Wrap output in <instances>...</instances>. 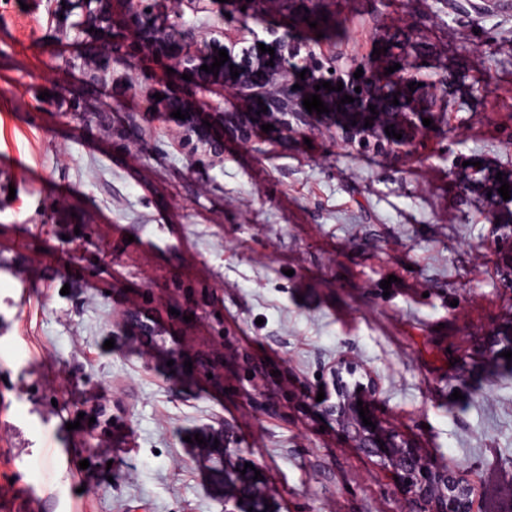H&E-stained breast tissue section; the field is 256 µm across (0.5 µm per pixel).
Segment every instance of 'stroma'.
I'll use <instances>...</instances> for the list:
<instances>
[{"mask_svg": "<svg viewBox=\"0 0 512 512\" xmlns=\"http://www.w3.org/2000/svg\"><path fill=\"white\" fill-rule=\"evenodd\" d=\"M177 9L204 41L276 37L306 59L272 81L301 120L240 140L205 124L250 107L228 86L99 56L75 0H0V498L224 512L229 462L260 470L272 512H409L309 405L338 369L375 377L382 426L473 482L475 512H512V359L485 350L512 336L494 233L512 199L472 185L480 162L512 172V0H331L337 34L316 41L291 15ZM397 39L443 99L423 143L347 142L341 119L305 112L299 80L349 81ZM168 85L198 128L145 113ZM196 289L208 305L187 322ZM134 307L160 325L151 352ZM186 344L223 356V387L171 370ZM91 391L111 437L69 427ZM198 433L225 445L199 455Z\"/></svg>", "mask_w": 512, "mask_h": 512, "instance_id": "1", "label": "stroma"}]
</instances>
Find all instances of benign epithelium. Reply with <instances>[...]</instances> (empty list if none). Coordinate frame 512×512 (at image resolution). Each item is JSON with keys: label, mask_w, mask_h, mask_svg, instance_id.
Here are the masks:
<instances>
[{"label": "benign epithelium", "mask_w": 512, "mask_h": 512, "mask_svg": "<svg viewBox=\"0 0 512 512\" xmlns=\"http://www.w3.org/2000/svg\"><path fill=\"white\" fill-rule=\"evenodd\" d=\"M170 2L177 3L179 0H156L146 7L141 0H78L82 12L78 29L85 33L91 28L98 30L94 38L103 46L107 56L122 54L126 34L129 33L137 39L139 47H145L152 53L151 60L163 64L172 61L188 64L187 70L200 87L232 80L238 94L255 102L259 100L267 106V112L260 114L216 113L224 130L240 139L249 138L252 128L263 124L273 125L277 132L288 130V89L283 88L276 94L270 92L268 79L272 66L268 65V59L262 58L255 65L248 63L239 68V76L234 80L231 79L230 69L224 65L216 74L201 70L195 59L184 52L189 33L175 24L160 22L161 15L171 12L168 6ZM408 54L409 51L404 49L388 56V65H401L394 74L401 77L404 92L413 93L422 105L421 111L403 115V125L397 127L402 134L397 141L399 147L413 143L416 135L425 134L426 126L422 118L441 104L436 90L426 84L416 87L413 92L409 90L408 84L417 83L419 79L410 73ZM382 86L383 81L375 73L367 71L361 79L346 84V92L365 106H375L377 111H399L402 105L392 104L394 96L383 90ZM357 87L360 88L358 93L355 92ZM160 94L163 99H151L148 108L167 112L179 109L187 115L185 122L196 125L195 112L185 99L166 90L160 91ZM128 317L144 339L150 341L157 334L156 328L142 319L139 309L130 310ZM223 369L224 361L203 358L193 361L192 372L204 377L210 374L211 381L219 384L223 379ZM333 387L336 401H330V394L327 393L322 401L314 403L315 408L325 419L342 425L363 454L378 459L389 478H398L396 485L404 490L413 503L411 512H474V488L466 479L457 471L426 458L407 439L388 431L379 423L373 411L376 392L373 381L366 384L357 382L351 386L337 373L333 378ZM359 400L363 401V407L368 409L366 416L376 427L364 425L357 407ZM254 476L255 471L251 469L244 474L236 470L224 471V512H239L241 500L253 507L252 512H268L260 481Z\"/></svg>", "instance_id": "benign-epithelium-1"}]
</instances>
